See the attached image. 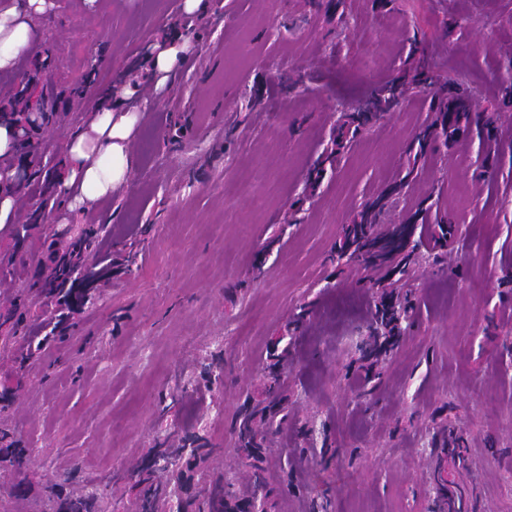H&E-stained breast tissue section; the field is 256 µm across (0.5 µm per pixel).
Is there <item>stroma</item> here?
Returning <instances> with one entry per match:
<instances>
[{
  "label": "stroma",
  "mask_w": 512,
  "mask_h": 512,
  "mask_svg": "<svg viewBox=\"0 0 512 512\" xmlns=\"http://www.w3.org/2000/svg\"><path fill=\"white\" fill-rule=\"evenodd\" d=\"M350 53L329 56L335 15L312 0H53L43 49L54 85L82 81L104 100L117 73L135 79L141 122L133 168L108 201L86 212L59 208L60 223L18 225L41 249L63 224H103L112 275L74 316L72 337L48 346L20 382L0 425L21 430L31 475L44 466L76 483L111 480L112 512H135L133 470L155 441L178 447L184 427L246 494L233 453L242 414L259 399L273 354L296 342L288 375L290 419L263 443L278 483L285 447L295 491L268 512H432L431 441L454 427L468 469L446 471L465 512H512V108L501 110L495 171L477 175L480 142L452 143L418 163L416 179L384 225L425 196L458 226L437 257L337 271L342 228L360 206L405 174V147L429 118L426 95L409 96L343 155L322 180L307 172L330 145L340 102L366 93L406 56L414 38L443 72L483 95L512 80V0H343ZM466 19L459 40L439 36ZM187 43L163 84L149 77L150 46ZM305 88L284 91L287 76ZM259 105L248 106L250 95ZM84 115L44 127L48 168L61 167ZM304 198L302 210L290 204ZM395 281L416 305L410 334L368 341L366 283ZM215 355L223 384L185 396L199 361ZM320 427L306 439L310 427Z\"/></svg>",
  "instance_id": "1"
}]
</instances>
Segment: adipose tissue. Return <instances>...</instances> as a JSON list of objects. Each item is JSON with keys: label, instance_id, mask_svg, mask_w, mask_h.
<instances>
[{"label": "adipose tissue", "instance_id": "adipose-tissue-1", "mask_svg": "<svg viewBox=\"0 0 512 512\" xmlns=\"http://www.w3.org/2000/svg\"><path fill=\"white\" fill-rule=\"evenodd\" d=\"M51 0H0V73L14 72L19 61L35 52L42 41L40 19ZM139 110L122 105H96L84 125L68 141L60 173L52 180L72 210H85L111 198L133 166L129 143ZM17 148L15 127L0 124V230L13 223L16 195L12 159Z\"/></svg>", "mask_w": 512, "mask_h": 512}]
</instances>
